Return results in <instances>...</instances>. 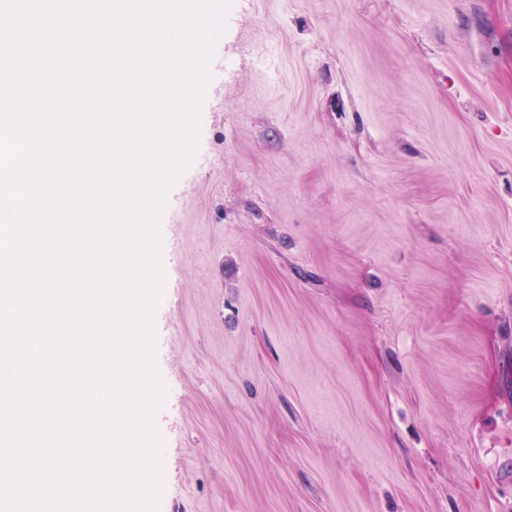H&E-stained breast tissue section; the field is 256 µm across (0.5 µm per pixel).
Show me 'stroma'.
<instances>
[{
    "mask_svg": "<svg viewBox=\"0 0 512 512\" xmlns=\"http://www.w3.org/2000/svg\"><path fill=\"white\" fill-rule=\"evenodd\" d=\"M211 75L156 512H512V0H232Z\"/></svg>",
    "mask_w": 512,
    "mask_h": 512,
    "instance_id": "stroma-1",
    "label": "stroma"
}]
</instances>
